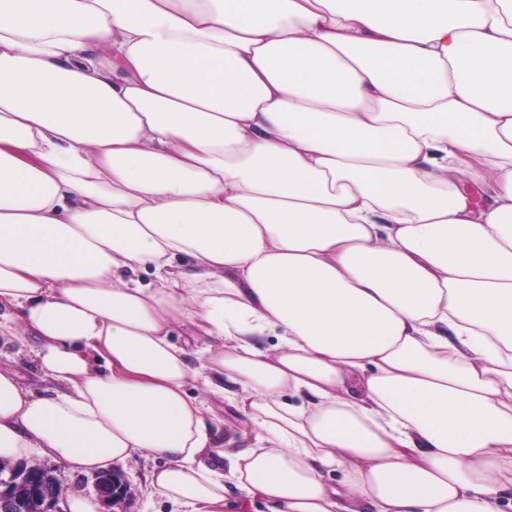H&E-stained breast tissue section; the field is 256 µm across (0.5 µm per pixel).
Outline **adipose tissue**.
<instances>
[{"label": "adipose tissue", "mask_w": 512, "mask_h": 512, "mask_svg": "<svg viewBox=\"0 0 512 512\" xmlns=\"http://www.w3.org/2000/svg\"><path fill=\"white\" fill-rule=\"evenodd\" d=\"M0 307L53 384L0 368L2 460L512 512V0H0ZM186 391L192 396H206L214 413L224 420V445L228 448H243L252 441V433L245 422V418L238 413L233 403L227 398L223 400L220 397H214L206 394L202 385V381L197 378H190L186 385ZM247 431L248 438L242 436V432ZM232 443H229V442Z\"/></svg>", "instance_id": "1"}]
</instances>
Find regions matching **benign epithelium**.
I'll list each match as a JSON object with an SVG mask.
<instances>
[{
	"label": "benign epithelium",
	"instance_id": "obj_1",
	"mask_svg": "<svg viewBox=\"0 0 512 512\" xmlns=\"http://www.w3.org/2000/svg\"><path fill=\"white\" fill-rule=\"evenodd\" d=\"M8 478L0 482V512H12L15 505L27 501L39 512H50L62 495V487L50 471L39 464L22 465L0 461V475ZM96 489L101 498L116 505L130 494L127 484L111 475L97 477Z\"/></svg>",
	"mask_w": 512,
	"mask_h": 512
}]
</instances>
